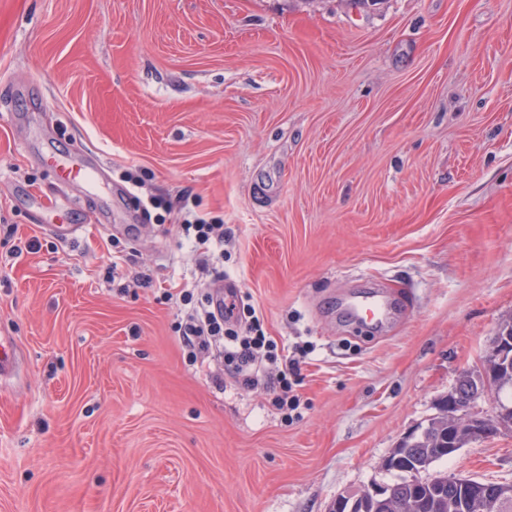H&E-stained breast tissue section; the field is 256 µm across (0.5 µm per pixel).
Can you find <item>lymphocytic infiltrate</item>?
<instances>
[{"label":"lymphocytic infiltrate","mask_w":512,"mask_h":512,"mask_svg":"<svg viewBox=\"0 0 512 512\" xmlns=\"http://www.w3.org/2000/svg\"><path fill=\"white\" fill-rule=\"evenodd\" d=\"M181 229L190 241L202 274L194 291L179 293L187 310L178 332L190 361L216 352L221 366L242 385L252 388L260 383V364L274 365L278 373L269 383L273 404L287 415L297 411L300 401L290 394L291 380L298 376L300 365L308 355L307 348L297 346L288 352L267 339L263 313L251 303L249 295L230 289L224 299H215L209 274L214 265V249L224 243L221 219L188 207L184 210Z\"/></svg>","instance_id":"f902f5d3"}]
</instances>
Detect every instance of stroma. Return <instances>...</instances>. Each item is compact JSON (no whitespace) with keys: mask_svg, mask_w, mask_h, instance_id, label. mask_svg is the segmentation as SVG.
<instances>
[{"mask_svg":"<svg viewBox=\"0 0 512 512\" xmlns=\"http://www.w3.org/2000/svg\"><path fill=\"white\" fill-rule=\"evenodd\" d=\"M75 152L96 189L57 186ZM185 194L266 335L310 346L301 419L186 362ZM372 282L383 335L341 315ZM510 316L512 0H0V512H327L391 482ZM437 468L512 484V432Z\"/></svg>","mask_w":512,"mask_h":512,"instance_id":"1","label":"stroma"}]
</instances>
